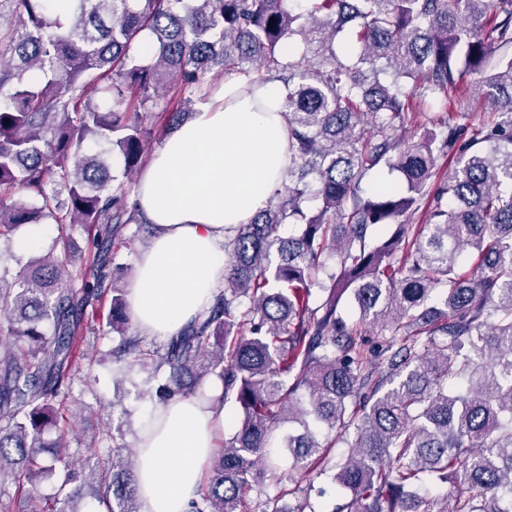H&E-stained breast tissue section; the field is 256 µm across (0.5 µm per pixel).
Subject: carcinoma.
Masks as SVG:
<instances>
[{"label": "carcinoma", "instance_id": "carcinoma-1", "mask_svg": "<svg viewBox=\"0 0 512 512\" xmlns=\"http://www.w3.org/2000/svg\"><path fill=\"white\" fill-rule=\"evenodd\" d=\"M494 49L476 82L491 120L402 135L412 100L453 101L458 62L481 73ZM216 66L250 96L284 85V181L224 243V289L206 314L162 350L131 336L115 351L133 356L128 370L164 375L165 402L185 376L215 373L241 408L189 512H252L246 492L274 469L285 423L278 451L296 467L326 463L323 433L354 431L335 512H512V0H0V246L24 224L57 225L65 245L80 225L92 253L50 250L11 282L0 273V485L44 473L77 334L109 292L108 327L125 329L111 266L124 229L143 223L127 201L155 135L143 113L183 102L169 134ZM445 151L454 164L431 195ZM382 165L401 184L362 196ZM465 253L478 273L462 271ZM327 254L336 272L322 280ZM375 325L391 335L366 351ZM52 448L69 462L64 434ZM429 477L455 490L422 511ZM73 481L66 512H85L89 495L139 512L135 453L120 444Z\"/></svg>", "mask_w": 512, "mask_h": 512}]
</instances>
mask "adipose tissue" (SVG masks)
<instances>
[{
	"instance_id": "ef3b65f1",
	"label": "adipose tissue",
	"mask_w": 512,
	"mask_h": 512,
	"mask_svg": "<svg viewBox=\"0 0 512 512\" xmlns=\"http://www.w3.org/2000/svg\"><path fill=\"white\" fill-rule=\"evenodd\" d=\"M228 80L154 153L134 200L154 234L129 285L143 334L176 335L224 287V244L280 189L288 140L283 87L267 83L263 108ZM224 438V403L194 397L158 406L138 441L140 512H187Z\"/></svg>"
}]
</instances>
